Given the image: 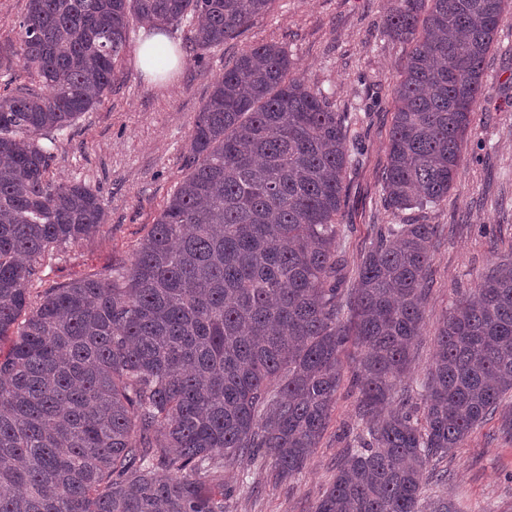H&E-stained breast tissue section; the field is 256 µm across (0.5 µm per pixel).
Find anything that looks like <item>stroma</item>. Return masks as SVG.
Masks as SVG:
<instances>
[{"label":"stroma","mask_w":512,"mask_h":512,"mask_svg":"<svg viewBox=\"0 0 512 512\" xmlns=\"http://www.w3.org/2000/svg\"><path fill=\"white\" fill-rule=\"evenodd\" d=\"M27 0H0V88L30 83L17 54ZM393 0H275L239 37L186 57L190 27L164 33L183 53L162 80L146 78L134 47L147 27L131 22L133 44L119 63L112 88L51 146L54 181H79L101 196L107 221L94 236L48 252L29 285L30 305L68 280L130 264L177 183L186 173L187 144L216 77L249 46L284 47L293 70L347 114L350 164L339 218L346 271L361 262L381 224L438 227L421 336L404 384L420 387L435 355L434 339L456 299L476 286L502 256L512 253V9L506 12L484 66V94L463 147L459 180L446 202L394 213L383 203L381 174L392 125L393 89L409 51L388 36L383 21ZM356 394L343 380L329 427L303 472L273 482L268 464L226 470L234 495L227 512H313L330 486L339 459L356 445ZM446 471L444 494L460 512H512V442L497 419L477 427L437 464Z\"/></svg>","instance_id":"1"}]
</instances>
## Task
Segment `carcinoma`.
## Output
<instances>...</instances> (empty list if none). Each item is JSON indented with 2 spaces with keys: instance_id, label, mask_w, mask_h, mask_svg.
<instances>
[{
  "instance_id": "carcinoma-1",
  "label": "carcinoma",
  "mask_w": 512,
  "mask_h": 512,
  "mask_svg": "<svg viewBox=\"0 0 512 512\" xmlns=\"http://www.w3.org/2000/svg\"><path fill=\"white\" fill-rule=\"evenodd\" d=\"M274 0H27L20 58L37 85L0 91V512H225L224 467L274 456L292 480L352 371L365 425L314 512H460L428 470L484 421L512 440V260L453 306L421 390L400 386L421 335L434 224H383L342 288L337 217L345 114L274 44L218 76L188 172L128 266L45 293L53 248L105 223L99 195L49 178L46 132L111 90L130 20H198L199 63ZM394 0L413 43L394 92L381 181L393 211L448 200L508 0Z\"/></svg>"
}]
</instances>
